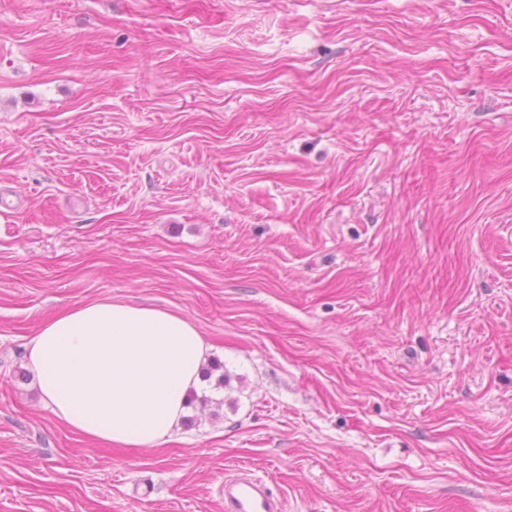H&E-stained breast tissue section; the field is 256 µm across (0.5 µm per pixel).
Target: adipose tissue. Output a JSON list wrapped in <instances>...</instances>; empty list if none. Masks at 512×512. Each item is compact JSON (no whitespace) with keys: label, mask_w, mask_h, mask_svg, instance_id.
<instances>
[{"label":"adipose tissue","mask_w":512,"mask_h":512,"mask_svg":"<svg viewBox=\"0 0 512 512\" xmlns=\"http://www.w3.org/2000/svg\"><path fill=\"white\" fill-rule=\"evenodd\" d=\"M210 350L179 313L98 300L44 321L26 360L44 404L67 428L142 448L179 426Z\"/></svg>","instance_id":"ef3b65f1"}]
</instances>
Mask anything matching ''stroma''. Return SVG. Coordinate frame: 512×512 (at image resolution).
Returning <instances> with one entry per match:
<instances>
[{"label":"stroma","mask_w":512,"mask_h":512,"mask_svg":"<svg viewBox=\"0 0 512 512\" xmlns=\"http://www.w3.org/2000/svg\"><path fill=\"white\" fill-rule=\"evenodd\" d=\"M166 308L224 387L68 430L52 314ZM512 512V0H0V512ZM225 512H284V501L254 473L242 470L224 479Z\"/></svg>","instance_id":"1"}]
</instances>
